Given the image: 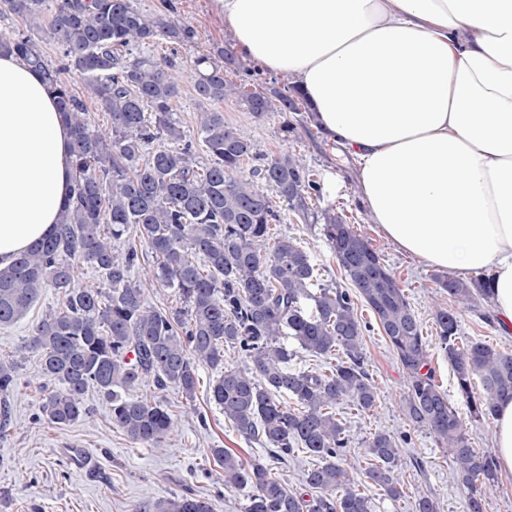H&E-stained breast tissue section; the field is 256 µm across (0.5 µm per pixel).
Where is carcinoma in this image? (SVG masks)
I'll list each match as a JSON object with an SVG mask.
<instances>
[{"mask_svg":"<svg viewBox=\"0 0 512 512\" xmlns=\"http://www.w3.org/2000/svg\"><path fill=\"white\" fill-rule=\"evenodd\" d=\"M6 17L24 28L0 27V47L41 73L71 134L73 188L59 223L0 269L1 326L24 318L45 289L56 295L31 331L41 378L55 386L38 420L63 426L89 419L84 395L92 386L112 403V425L131 443L159 450L172 434L175 411L130 390L150 383L173 388L194 411L199 368L208 367L217 373L208 399L240 437L260 441L275 460L298 451L317 459L304 479L314 490L307 500L273 476L269 464L210 449L224 484L249 490L243 512H371L343 465L348 435L336 419V406L349 402L366 413L378 398L365 365L359 297L407 376L408 421L449 448L456 480L467 490V512H488L496 458L472 448L458 411L427 369L421 323L383 258L331 216L324 235L350 287L318 283L310 255L294 238L281 236L267 247L270 226L280 222L276 199L304 220L314 216L310 203L320 187L303 160L260 152L208 108L197 112L201 143L186 139L174 113L178 77L150 48L183 43L189 32L165 14L142 12L134 0H0V19ZM40 41L58 46L59 64L48 63ZM216 54L224 65L196 59L198 67L210 64L198 71L200 102L234 96L257 119L300 111L297 88L260 86L252 64L229 49ZM68 70L81 75V90L62 79ZM227 70L236 80L225 78ZM89 101L110 116L109 130L91 128ZM160 138L182 148H150ZM199 146L210 157L205 164ZM142 248L155 257L145 278L138 272ZM83 263L100 274L99 286H74ZM439 286L458 306L490 288L484 277L448 278ZM149 287L172 290L179 305L152 306ZM434 321L470 418L493 419L499 401L512 397V354L480 339L459 346L458 311L451 306L437 308ZM228 349L250 367L227 365ZM303 352L335 357L331 372L289 367ZM18 383V362L0 360V433L13 424L9 397ZM288 398L298 408L288 407ZM366 456L364 477L399 498L397 438L373 434ZM143 512H215V505L172 496Z\"/></svg>","mask_w":512,"mask_h":512,"instance_id":"carcinoma-1","label":"carcinoma"}]
</instances>
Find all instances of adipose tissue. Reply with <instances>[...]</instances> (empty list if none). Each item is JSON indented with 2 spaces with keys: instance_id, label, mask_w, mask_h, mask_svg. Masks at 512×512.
<instances>
[{
  "instance_id": "ef3b65f1",
  "label": "adipose tissue",
  "mask_w": 512,
  "mask_h": 512,
  "mask_svg": "<svg viewBox=\"0 0 512 512\" xmlns=\"http://www.w3.org/2000/svg\"><path fill=\"white\" fill-rule=\"evenodd\" d=\"M236 48L304 92L358 164L380 234L465 279L512 330V0H210ZM71 137L38 72L0 51V268L49 234Z\"/></svg>"
}]
</instances>
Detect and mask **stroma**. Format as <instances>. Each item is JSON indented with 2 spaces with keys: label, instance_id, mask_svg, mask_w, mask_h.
<instances>
[{
  "label": "stroma",
  "instance_id": "obj_1",
  "mask_svg": "<svg viewBox=\"0 0 512 512\" xmlns=\"http://www.w3.org/2000/svg\"><path fill=\"white\" fill-rule=\"evenodd\" d=\"M135 4L147 13L169 8L171 16L192 33L188 42L163 43L155 53L175 64L180 82L176 116L187 137H195L199 109L193 89L198 78L195 60L211 54L214 46L232 47L231 36L223 20L211 12L209 0H135ZM216 108L223 112L225 122L260 151L296 154L319 178L322 191L313 205L315 220L305 222L290 210H282L280 223L271 227V238L287 235L296 239L316 264L321 283L341 285L344 274L323 232L326 215L341 217L363 235L395 275L420 320L430 344L428 367L464 417L473 448L493 450V422L468 420L448 360L438 346L434 313L449 303L437 285L440 272L403 254L380 235L358 191L354 158L322 135L309 112L259 120L233 98L218 102ZM286 120L294 126L288 133L281 128ZM55 303L53 290H46L27 318L0 327V360L19 363V384L11 398L15 423L0 438V512H139L143 504L176 495L210 499L216 512H242L246 491L225 488L223 471L213 462L210 450L220 445L247 461L265 460L269 454L261 444L240 437L220 408L207 401L204 388L215 377L208 368L199 371L202 390L197 394L196 411L179 413L177 426L161 451L132 444L116 429L110 402L94 388L84 397L92 413L90 420L67 426L35 422L46 389L39 376V355L28 347L29 328ZM357 312L367 326L366 363L378 387V400L373 410L363 414L345 403L336 409L349 434V473L369 498L372 512H414V502L423 493L438 501L440 512H466V492L456 481L448 448L406 421L402 409L406 376L366 304L358 303ZM474 339L512 352V335L503 332L489 300L479 298L459 310V344ZM381 430L401 439L398 477L403 492L396 499L363 476L366 442ZM76 449L85 452V464L72 459Z\"/></svg>",
  "mask_w": 512,
  "mask_h": 512
}]
</instances>
